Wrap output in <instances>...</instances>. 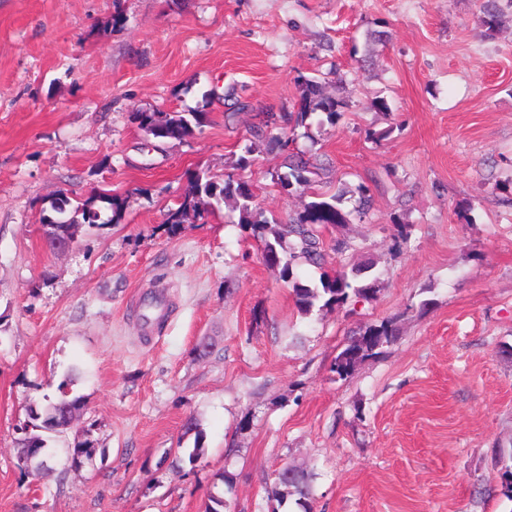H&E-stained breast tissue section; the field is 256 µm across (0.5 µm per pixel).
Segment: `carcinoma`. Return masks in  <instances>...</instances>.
I'll return each instance as SVG.
<instances>
[{
	"label": "carcinoma",
	"mask_w": 512,
	"mask_h": 512,
	"mask_svg": "<svg viewBox=\"0 0 512 512\" xmlns=\"http://www.w3.org/2000/svg\"><path fill=\"white\" fill-rule=\"evenodd\" d=\"M481 13V25L485 28V34L491 36L503 23L500 0H482ZM345 108L347 103L344 99L324 94L320 79L313 77L301 82L296 111L269 113L261 124L253 128L254 140H266L286 153L283 167L287 171L272 173L273 183L284 190L312 197L302 210L289 217L288 222L283 224L268 220L256 203L257 185L250 178L243 175L236 178L229 174L227 179L220 182L203 171L191 174L194 191L177 208L168 211L166 223L176 226L183 223L184 217L191 212L212 210L231 201L239 212L238 225L260 243L262 261L271 267L281 268L282 278L288 283L295 305L303 315H311L316 310L327 313L343 306L353 297L365 300L374 298L377 293L375 281L359 279L356 271L350 276L343 267L336 268L332 273L325 270L320 275L319 288L302 283L294 277L293 272L303 262L319 263L322 258L321 227L347 224L353 217L363 221L370 216L372 203L367 186L361 183L353 190L341 188L334 194L319 192L315 189V183L319 182L322 167L290 149V144L298 136L297 130L308 127L307 120L312 114L323 113L327 121L334 124ZM131 121L154 139L182 142L202 126L203 114L139 110L132 113ZM347 199L353 201L349 211L343 208ZM126 204L125 198L100 193L73 207L66 192L59 191V197L51 203L54 215L41 218L47 248H52V241L56 239H76L86 224H111L120 220ZM397 321L396 317L387 318L349 337L331 366L336 377L348 378L364 361L393 346L399 338ZM80 409V398H70L64 391L54 399L46 398L30 405L28 421L22 427L24 437L19 442L18 466L26 469L37 459L45 476L54 475L57 480H62L64 473L56 472V468L43 458L47 440L38 431L62 432L70 428L73 414L79 413ZM313 478L312 471L292 466L278 473L274 486L268 490V496L280 506L293 497L304 512H310ZM499 486L501 494L512 500V464L502 463Z\"/></svg>",
	"instance_id": "cac0c4a2"
}]
</instances>
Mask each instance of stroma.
I'll return each mask as SVG.
<instances>
[{
	"label": "stroma",
	"instance_id": "obj_1",
	"mask_svg": "<svg viewBox=\"0 0 512 512\" xmlns=\"http://www.w3.org/2000/svg\"><path fill=\"white\" fill-rule=\"evenodd\" d=\"M480 6L0 0V512H200L211 493L228 512H300L267 493L288 464L315 472L313 512H512L496 490L512 452V8L488 37ZM301 76L348 107L333 124L311 115L296 148L326 165L324 190L373 199L371 221L322 238L353 242L328 261L372 266L376 297L318 317L230 206L163 227L191 171L224 179L257 113L293 111ZM136 110L205 122L161 143ZM282 162L264 149L251 171L284 222L306 199L273 184ZM61 190L126 210L56 255L41 218ZM398 224L411 238L396 251ZM158 290L172 314L151 338ZM394 316L397 343L336 378L345 337ZM63 389L83 404L48 443L64 479L19 471L29 405ZM197 442L199 462H175Z\"/></svg>",
	"mask_w": 512,
	"mask_h": 512
}]
</instances>
